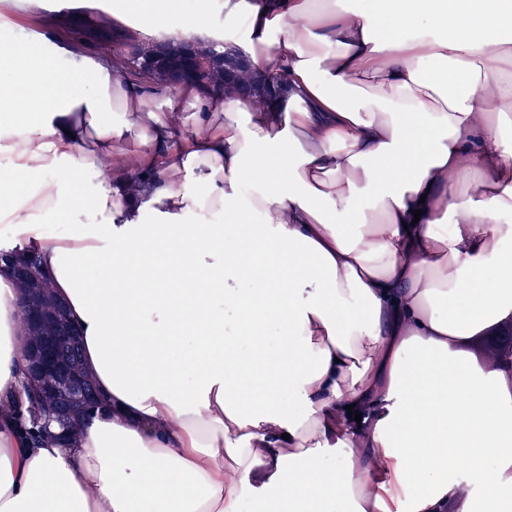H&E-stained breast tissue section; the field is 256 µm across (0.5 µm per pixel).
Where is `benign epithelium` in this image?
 Wrapping results in <instances>:
<instances>
[{
	"label": "benign epithelium",
	"instance_id": "7a95c632",
	"mask_svg": "<svg viewBox=\"0 0 512 512\" xmlns=\"http://www.w3.org/2000/svg\"><path fill=\"white\" fill-rule=\"evenodd\" d=\"M144 72L172 88L190 82L205 91L222 93L234 87L247 95L257 109L268 108L276 94L274 88L265 94H249L256 75L247 53L238 47L222 55L215 53L210 45L182 41L176 44L171 54L145 62ZM5 270L19 285L21 316L34 327L23 340V375L25 383L33 387L37 398L43 401L42 427L49 431L59 424L69 434L75 435L81 422L74 417L66 418L62 408L55 404L57 395L67 390H78L86 409L98 404V393L87 386L86 377L58 360L61 350L75 346L78 330L73 324L59 325L63 304L57 300L46 278L38 277L28 264L12 258L0 261V271Z\"/></svg>",
	"mask_w": 512,
	"mask_h": 512
}]
</instances>
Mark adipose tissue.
Here are the masks:
<instances>
[{
  "mask_svg": "<svg viewBox=\"0 0 512 512\" xmlns=\"http://www.w3.org/2000/svg\"><path fill=\"white\" fill-rule=\"evenodd\" d=\"M181 7L125 0L112 17L143 16L151 43L231 45L180 27ZM222 7L255 66L288 73L272 110L120 80L122 54L65 43L59 72L26 52L45 29L0 38V220L67 302L102 400L71 445L30 438L18 294L0 273V512H388L398 498L512 512V363L457 348L512 314V141L486 95L512 103L498 67L512 14L502 0ZM88 170L103 186L75 194ZM466 182L483 193L461 197ZM84 210L94 223L64 235L37 222ZM191 210L223 221L185 223ZM460 454L467 470L448 465Z\"/></svg>",
  "mask_w": 512,
  "mask_h": 512,
  "instance_id": "ef3b65f1",
  "label": "adipose tissue"
}]
</instances>
